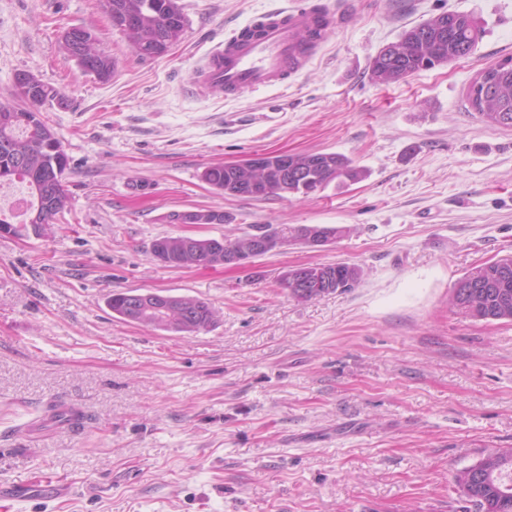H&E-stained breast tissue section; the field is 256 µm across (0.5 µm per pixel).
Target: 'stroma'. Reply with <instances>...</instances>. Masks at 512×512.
<instances>
[{"label":"stroma","mask_w":512,"mask_h":512,"mask_svg":"<svg viewBox=\"0 0 512 512\" xmlns=\"http://www.w3.org/2000/svg\"><path fill=\"white\" fill-rule=\"evenodd\" d=\"M182 40L143 59L104 0H0V100L18 72L62 90L43 107L69 158L71 210L0 233V512H460L457 470L512 448V322L451 304L474 267L512 256V128L466 93L512 56V0H180ZM344 11L288 83L236 99L196 76L232 31L295 5ZM444 12L472 16L465 59L381 83L370 63ZM92 25L110 81L59 50ZM336 152L356 183L227 197L201 179L257 154ZM222 212L181 224L183 211ZM253 224L350 228L243 266L175 268L164 236ZM363 267L308 301L280 287L307 264ZM197 297L208 330H151L119 292ZM80 418L66 421V414ZM53 480L54 493L35 487Z\"/></svg>","instance_id":"35a3bbf8"}]
</instances>
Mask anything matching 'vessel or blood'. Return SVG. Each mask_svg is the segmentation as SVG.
Wrapping results in <instances>:
<instances>
[{"label": "vessel or blood", "instance_id": "vessel-or-blood-1", "mask_svg": "<svg viewBox=\"0 0 512 512\" xmlns=\"http://www.w3.org/2000/svg\"><path fill=\"white\" fill-rule=\"evenodd\" d=\"M335 26L333 15L322 9L285 8L261 15L208 56L196 83L204 91L233 97L285 83L306 67L314 44Z\"/></svg>", "mask_w": 512, "mask_h": 512}]
</instances>
